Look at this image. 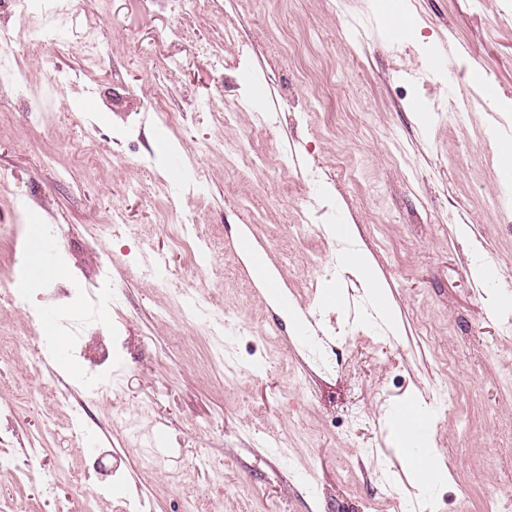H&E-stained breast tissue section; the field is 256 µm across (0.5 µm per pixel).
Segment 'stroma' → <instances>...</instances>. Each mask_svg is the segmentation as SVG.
I'll return each mask as SVG.
<instances>
[{
  "label": "stroma",
  "instance_id": "35a3bbf8",
  "mask_svg": "<svg viewBox=\"0 0 512 512\" xmlns=\"http://www.w3.org/2000/svg\"><path fill=\"white\" fill-rule=\"evenodd\" d=\"M398 1L203 0L178 16L166 0H66L70 18L96 22L97 58L64 31L38 54L14 46L32 86L61 80L47 122L16 95L0 112V225L22 227L0 236V291L17 292L0 300L12 342L0 357V404L12 409L0 415V500L15 512H119L126 499L146 512H396L398 500L407 512H487L512 500V335L500 334L512 317V177L498 165L512 139V0H402L415 23L396 36ZM451 42L456 57L434 69V48ZM458 84L469 109L454 125L434 106ZM257 102L269 115L259 128ZM225 138L244 156L225 159ZM75 140L90 160L76 159ZM161 193L192 217L193 249L162 224ZM116 206L124 223H104ZM40 209L60 229L55 272L91 292L101 272L113 283L100 307H63L91 333L116 323L109 376L90 377L73 354L55 360L68 339L43 323L42 287L18 285ZM245 224L326 336L320 362L254 287ZM340 224L374 260L394 321L347 272L342 302L321 303ZM154 251L166 266L150 268ZM480 265L498 277L477 279ZM191 303L200 322L184 318ZM39 351L66 397L36 372ZM439 384L455 393L445 411L428 399ZM421 395L428 446L448 467L431 490L406 469L392 416ZM357 407L367 418L352 429ZM132 420L166 433L152 472ZM76 423L104 448L96 463ZM35 435L33 465L23 450ZM90 464L109 486L81 483Z\"/></svg>",
  "mask_w": 512,
  "mask_h": 512
}]
</instances>
